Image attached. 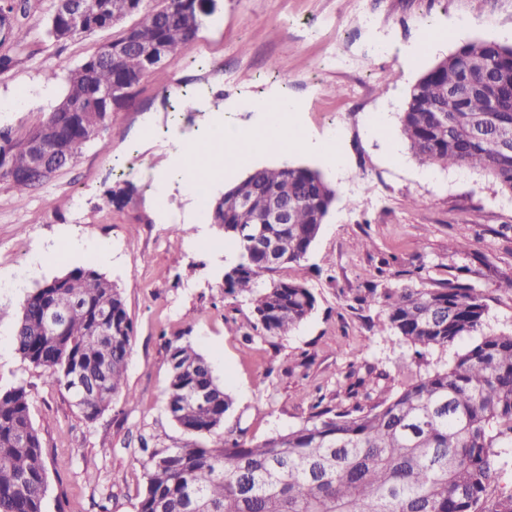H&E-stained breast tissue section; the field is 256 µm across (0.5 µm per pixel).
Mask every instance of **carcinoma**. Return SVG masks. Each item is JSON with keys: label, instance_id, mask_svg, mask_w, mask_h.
<instances>
[{"label": "carcinoma", "instance_id": "carcinoma-1", "mask_svg": "<svg viewBox=\"0 0 512 512\" xmlns=\"http://www.w3.org/2000/svg\"><path fill=\"white\" fill-rule=\"evenodd\" d=\"M101 14L96 26L73 23L62 0H47L43 30L26 27L30 0H0L9 36L0 40V74L32 55L38 36L68 40L97 30H126L145 36L175 54L190 49L198 31L217 9V0H200L192 22L183 0H83ZM134 18L129 28L113 21ZM146 76L163 78L160 65L149 66L132 48L113 60L106 46L70 69L56 104L40 109L18 137L0 130V165L29 166L21 143L37 133L52 148L54 124L77 112L69 130L70 157L62 170L107 129L112 86L124 83L129 97ZM499 109L512 121V46L475 40L427 70L414 85L400 131L414 156L425 165L480 169L500 190L512 194V151L492 130L472 126L469 118ZM22 202L53 176L9 179ZM279 189L292 211V223L268 224L278 260L270 262L254 243L255 214L264 211ZM244 191L245 210H213L224 222V239L235 249L225 267L231 294H246L251 326L270 336H285L315 309L314 294L283 271L306 260L335 198L320 174L302 166L261 168L226 191ZM363 302L384 308L387 323L404 340L431 350H447L467 336L478 340L454 353L446 367L419 377L391 397L335 412L313 405L301 427L260 442L228 436L213 448L185 445L151 448L146 454L145 490L136 512H512V490L499 489L502 466L512 458V331L484 332L485 297L467 285L372 288ZM55 306L67 316L60 336L47 334L45 310ZM112 335L99 334L102 318ZM133 323L120 288L87 263L36 288L25 300L13 342L16 351L52 383L77 394L76 407L93 422L125 394L124 375L131 352ZM170 379L167 411L184 431L202 435L224 425L233 401L216 381L206 358L191 344L167 345ZM197 390L207 400H193ZM47 475L41 437L33 425L23 385L0 389V512H42Z\"/></svg>", "mask_w": 512, "mask_h": 512}]
</instances>
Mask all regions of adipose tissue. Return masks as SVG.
<instances>
[{
    "label": "adipose tissue",
    "mask_w": 512,
    "mask_h": 512,
    "mask_svg": "<svg viewBox=\"0 0 512 512\" xmlns=\"http://www.w3.org/2000/svg\"><path fill=\"white\" fill-rule=\"evenodd\" d=\"M257 109L263 117L256 128L241 131L218 122L204 137L182 146L177 168L184 193H209L225 168L240 165L256 153L271 148L288 151L303 142L297 105L285 99H272L259 103Z\"/></svg>",
    "instance_id": "obj_1"
}]
</instances>
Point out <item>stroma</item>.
I'll list each match as a JSON object with an SVG mask.
<instances>
[{"mask_svg": "<svg viewBox=\"0 0 512 512\" xmlns=\"http://www.w3.org/2000/svg\"><path fill=\"white\" fill-rule=\"evenodd\" d=\"M216 15L191 49L164 62V78H144L133 102L112 114L102 135L25 204L0 180V388L24 385L45 452L43 512H135L143 493L141 440L153 448L213 447L227 431L260 441L301 426L316 399L342 410L363 383L372 402L447 363L449 352H417L390 329L381 306L365 305L368 289L472 285L488 305L487 326L512 331V195L467 168L423 167L399 134V115L419 78L472 40L512 45V0H218ZM375 24L360 25L361 15ZM468 25L457 27L460 17ZM448 41L418 50L424 28ZM101 30L74 40H44L32 57L0 75V100L24 97L0 112V128L22 134L35 109L53 106L61 85L46 86L44 67L66 73L109 41ZM283 97L301 108L306 143L289 154L255 155L225 170L211 199L249 169L291 164L318 171L335 199L301 266L289 268L315 295L310 317L282 337L250 325L248 297L224 288L233 250L210 211L172 189L155 196V178L169 172L180 145L219 119L244 129L261 115L255 102ZM192 99L193 111L183 109ZM378 117L386 136L371 137ZM338 132L343 166L318 143ZM133 184L130 199L112 190ZM108 243L112 261L98 270L121 289L133 320L126 386L135 403L115 397L86 421L64 388L15 350L13 335L27 295L55 276L90 262L65 241ZM45 261L32 265L35 252ZM190 342L233 399L222 428L183 432L165 406L167 344Z\"/></svg>", "mask_w": 512, "mask_h": 512, "instance_id": "stroma-1", "label": "stroma"}]
</instances>
